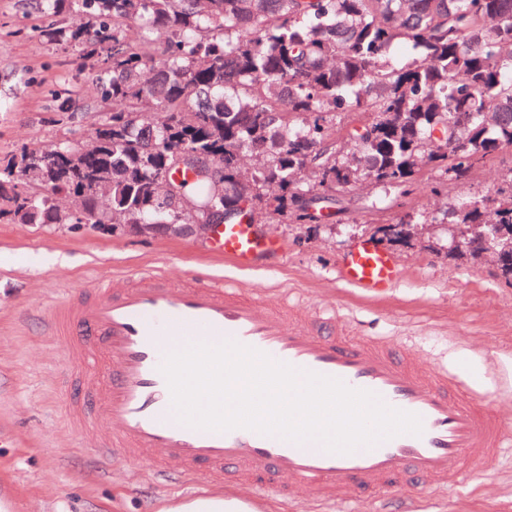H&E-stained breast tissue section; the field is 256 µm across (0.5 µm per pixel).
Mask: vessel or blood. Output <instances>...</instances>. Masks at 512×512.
Masks as SVG:
<instances>
[{"instance_id": "1", "label": "vessel or blood", "mask_w": 512, "mask_h": 512, "mask_svg": "<svg viewBox=\"0 0 512 512\" xmlns=\"http://www.w3.org/2000/svg\"><path fill=\"white\" fill-rule=\"evenodd\" d=\"M213 249L251 270L279 256L281 243L259 225L226 223ZM340 276L354 288L382 294L399 272L389 251L363 239L341 263ZM47 334L67 351L69 420L80 434H93L88 456L105 468L145 463L154 478L173 464L183 480L223 481L224 498L236 502L238 512H262L272 499L282 512H298L297 494L305 489L316 495L319 512H361L382 492L408 498L419 485L447 487L512 447L499 414L447 370L428 368L379 338L344 336L335 316H302L223 279L197 274L176 285L145 269L132 284L100 280L55 308ZM229 340L370 391L392 408L419 415L423 432L334 454L316 441L186 426L160 366L168 353L189 344Z\"/></svg>"}]
</instances>
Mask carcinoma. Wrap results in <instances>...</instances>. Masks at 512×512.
Segmentation results:
<instances>
[{
	"mask_svg": "<svg viewBox=\"0 0 512 512\" xmlns=\"http://www.w3.org/2000/svg\"><path fill=\"white\" fill-rule=\"evenodd\" d=\"M87 18L51 39L98 64L109 113L96 150L24 146L0 163V223L312 224L308 202L367 186L412 193L512 147V0H50ZM142 30L141 42L126 36ZM182 154L210 182L162 176ZM83 199L77 217L57 196ZM512 277V171L494 196L448 205Z\"/></svg>",
	"mask_w": 512,
	"mask_h": 512,
	"instance_id": "1",
	"label": "carcinoma"
}]
</instances>
